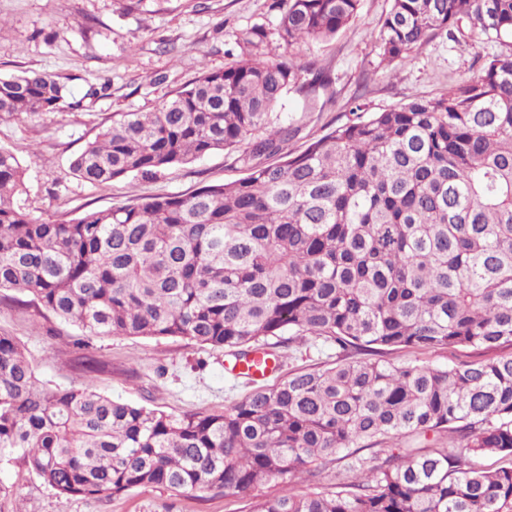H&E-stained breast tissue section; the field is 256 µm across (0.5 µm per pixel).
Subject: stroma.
I'll use <instances>...</instances> for the list:
<instances>
[{
  "label": "stroma",
  "instance_id": "1",
  "mask_svg": "<svg viewBox=\"0 0 512 512\" xmlns=\"http://www.w3.org/2000/svg\"><path fill=\"white\" fill-rule=\"evenodd\" d=\"M273 0H0V75L44 71L69 77L75 96L89 86L104 95L77 109L42 116L0 117V147L26 171L27 192L17 203L37 220H69L155 195H185L206 184L245 175L224 152L153 177L129 175L105 187L75 178L69 163L116 112H149L203 71L219 70L247 51L246 31L270 29L260 54L286 52L272 31ZM391 0H362L348 30L303 45L298 63L317 62L332 79L316 108L287 94L278 107L296 128L288 149L353 120L357 105L377 111L416 97L434 98L468 80L497 45L475 36L457 44L441 34L422 50L385 67L376 36ZM0 331L13 336L41 385L54 390L84 383L112 398L180 416L220 414L250 391L234 378L224 350L180 338L87 336L48 312L30 293L0 292ZM0 512H250L254 499L278 495L272 479L252 495L174 493L137 488L105 499L59 498L21 461L0 465Z\"/></svg>",
  "mask_w": 512,
  "mask_h": 512
}]
</instances>
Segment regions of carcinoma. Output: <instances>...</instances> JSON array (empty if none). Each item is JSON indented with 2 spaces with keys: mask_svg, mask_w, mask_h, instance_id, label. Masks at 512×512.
<instances>
[{
  "mask_svg": "<svg viewBox=\"0 0 512 512\" xmlns=\"http://www.w3.org/2000/svg\"><path fill=\"white\" fill-rule=\"evenodd\" d=\"M286 2L275 33L291 50L345 30L361 0ZM467 31L500 46L477 75L440 97L358 105L296 155L276 109L291 91L314 107L328 78L251 57L152 112L113 114L70 163L103 186L237 153L245 177L187 195L35 220L15 203L25 170L0 148V289L90 335L182 338L239 360L284 335L336 346L333 363L221 414L176 417L88 384L43 387L0 332V463L18 455L64 499L246 496L278 478L281 493L251 512H512V0H393L377 42L390 67ZM79 106L67 77H0L1 116ZM444 349L484 357L379 358ZM343 460L351 480L318 490ZM478 355L471 349L462 351H440L420 353L412 350H402L399 352H391L384 355L381 359H390L395 362H413L419 360V363L430 365H447L457 362L458 360H474Z\"/></svg>",
  "mask_w": 512,
  "mask_h": 512,
  "instance_id": "obj_1",
  "label": "carcinoma"
}]
</instances>
